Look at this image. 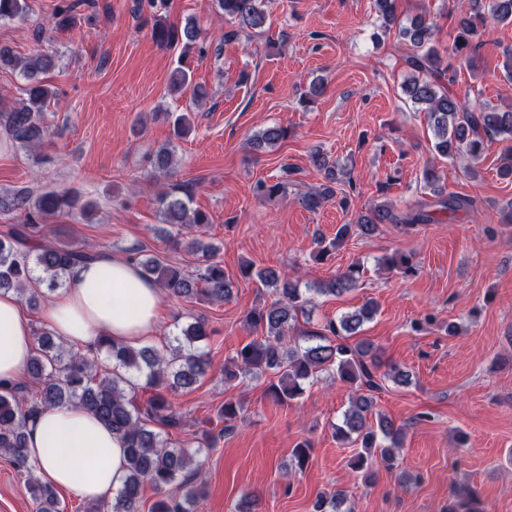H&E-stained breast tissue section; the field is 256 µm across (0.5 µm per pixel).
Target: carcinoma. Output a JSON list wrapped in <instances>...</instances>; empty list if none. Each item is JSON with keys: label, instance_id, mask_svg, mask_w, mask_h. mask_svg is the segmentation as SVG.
Here are the masks:
<instances>
[{"label": "carcinoma", "instance_id": "obj_1", "mask_svg": "<svg viewBox=\"0 0 512 512\" xmlns=\"http://www.w3.org/2000/svg\"><path fill=\"white\" fill-rule=\"evenodd\" d=\"M212 5L240 28L260 29L266 24L263 0H212ZM77 6V0H62L55 12L59 28L68 29L75 23ZM375 9L383 32L397 29L398 37L412 47L405 60L408 75L401 89L407 100L426 112L433 133V150L447 159L467 158L465 172L477 177L484 141L495 137L512 139V107L503 111L472 108L460 102L442 80L456 62L475 67V51L488 22H512V0H491L488 6L483 0H462L456 34L446 57L436 46V24L425 12L404 22L397 14V0H375ZM27 11V0H0V22L20 18ZM152 38L163 48H180L177 65L169 76V93L178 97L190 88L195 101L204 100L206 89L192 85L189 62L192 53L205 52L196 20L189 18L179 25L156 19ZM51 67L52 58L46 55L22 57L10 46L0 45V68L17 72L24 82L21 100L0 110V127L23 146L39 145L46 137L45 112L55 91L44 74ZM287 137L288 129L269 126L254 136L251 146L261 151L275 147ZM312 160L323 171L325 184L321 191L305 197L303 203L309 209H317L335 197L336 163L319 152ZM150 163L154 171L168 173L173 149L167 144L159 147ZM424 180L433 200H424L405 213L387 202L380 203L358 214L352 223L339 225L333 238L319 239L318 256H330L354 231L371 236L382 224H399L408 231L445 217L454 220L473 207V199L439 184L433 170L424 171ZM157 202L167 224H186L198 230L210 224L204 212L191 207V196L180 186L161 191ZM75 204L76 197L64 192L47 191L34 198L24 189L0 200L1 208L25 214L24 222L0 239V291H13L35 305L44 292L28 285L38 282L47 291L55 292L64 285V278L74 265L98 257L82 246L41 238L39 224L70 211ZM188 248L205 258L194 274H186L145 253L143 247L133 250L134 261L143 277L170 297L201 296L220 303L230 300L237 281L224 272L220 262L213 260L217 248L198 238ZM383 262L403 276L414 272L409 257L403 253H394ZM240 276L273 289L278 299L245 316V323L262 327L264 336L244 345L224 364V383L231 385L247 375L256 377L271 371L278 380L269 386V396L275 403L285 404L299 399L304 385L315 382L322 372H334L349 392V406L342 423L335 426L334 436L342 444L358 448L351 467L363 472L364 482H370L378 466L392 465L404 438L403 427L375 409L376 394L384 390L388 381L401 385L408 383L409 378L397 366L382 370L381 351L373 343L347 341L373 319L376 304L369 300L351 313L327 320L316 331L304 332L299 339L288 336L298 316L307 314L312 305L311 293L338 296L351 290L362 277L361 265H348L345 271L314 289L300 288L298 280L285 271L263 268L255 272L251 263L240 267ZM206 336V324L201 319L180 327L161 350L153 346L135 348L100 336L94 343L96 352L112 359V368L102 373L98 357L64 345L47 330L39 333L27 368L28 381L0 388V451L10 457L18 471L27 473L36 512H61V506L57 490L36 477L24 454L27 425L40 411L64 405L89 409L125 445L127 473L123 485L112 496L111 512H141L147 484L161 493L151 512H189L199 498L195 481L202 477L197 460L201 449L193 451L179 439H171L170 431L182 428L183 416L173 409L170 396L192 387L206 373V353L198 346ZM138 389L150 391L142 404L136 401ZM242 410L241 404L224 401L218 410V415L224 418V430L233 429ZM343 502L339 491L319 495L313 512H340ZM448 512L482 509L475 492L457 490L448 504Z\"/></svg>", "mask_w": 512, "mask_h": 512}]
</instances>
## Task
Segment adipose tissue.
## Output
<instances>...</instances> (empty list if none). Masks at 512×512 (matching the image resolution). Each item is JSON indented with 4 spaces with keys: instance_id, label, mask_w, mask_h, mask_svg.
Returning a JSON list of instances; mask_svg holds the SVG:
<instances>
[{
    "instance_id": "1",
    "label": "adipose tissue",
    "mask_w": 512,
    "mask_h": 512,
    "mask_svg": "<svg viewBox=\"0 0 512 512\" xmlns=\"http://www.w3.org/2000/svg\"><path fill=\"white\" fill-rule=\"evenodd\" d=\"M160 303V288L145 280L135 263L104 254L73 266L40 317L55 336L77 348L102 334L138 347L155 337ZM34 346L32 322L17 296L1 292V384H13L26 372ZM26 453L43 482L87 502H107L126 476L122 441L79 407H54L30 423Z\"/></svg>"
}]
</instances>
